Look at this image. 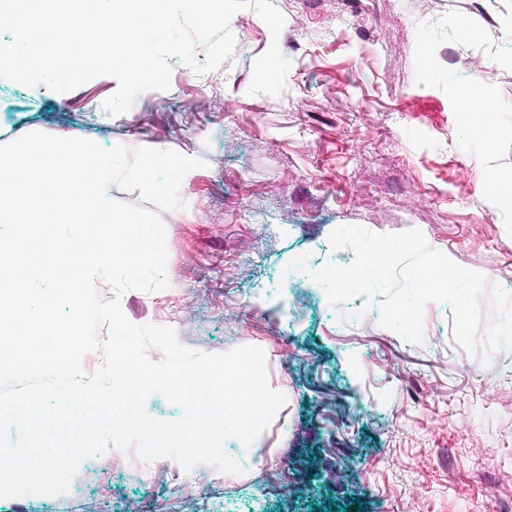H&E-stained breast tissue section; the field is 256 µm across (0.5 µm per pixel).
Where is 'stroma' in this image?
Listing matches in <instances>:
<instances>
[{
	"instance_id": "35a3bbf8",
	"label": "stroma",
	"mask_w": 512,
	"mask_h": 512,
	"mask_svg": "<svg viewBox=\"0 0 512 512\" xmlns=\"http://www.w3.org/2000/svg\"><path fill=\"white\" fill-rule=\"evenodd\" d=\"M272 2L279 36L240 11L231 59L198 74L170 58L169 89L115 117L109 76L66 93L0 79V145L38 131L203 160L160 213L168 287L128 291L122 309L194 351L261 348L286 397L251 445L226 441L243 473L147 464L132 445L119 466L85 460L67 494L0 498V512H512V0ZM274 42L284 88L249 94ZM479 71L485 130L459 124ZM342 225L420 230L481 273L474 351L442 303L426 304L420 343L379 325L381 296L331 306L310 274L352 262L328 241Z\"/></svg>"
}]
</instances>
